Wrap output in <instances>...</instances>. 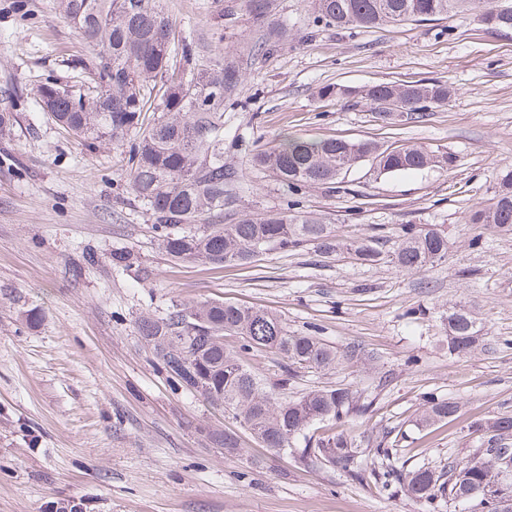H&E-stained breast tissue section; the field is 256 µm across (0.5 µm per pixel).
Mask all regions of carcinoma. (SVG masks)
I'll return each instance as SVG.
<instances>
[{
    "label": "carcinoma",
    "instance_id": "obj_1",
    "mask_svg": "<svg viewBox=\"0 0 512 512\" xmlns=\"http://www.w3.org/2000/svg\"><path fill=\"white\" fill-rule=\"evenodd\" d=\"M475 0H317L324 25L378 28L388 23L429 21L473 8ZM61 17L97 47L90 86L53 85L54 95L38 85L34 101L75 138L88 145L118 142L130 133L135 141L128 156L129 188L150 211L153 229L164 251L175 261L247 265L268 251H293L308 245L324 256L347 252L362 262L383 256L405 271H416L448 256V236L432 226L404 224L392 250L374 237L350 241L336 236L335 226L300 211L239 215L224 223V205L238 180L224 165V93L239 75L218 63L185 77L181 61L190 60L192 44L176 40L172 21L159 0H57ZM490 29H512V0L494 3L480 14ZM323 97H360L373 111L402 100L412 120L448 102V81L430 79L408 84L384 82L362 92L327 85ZM371 157L380 174L447 166L450 155L427 147L402 144L381 148L369 141L286 139L253 156V163L274 173L292 193L313 185H331L342 169ZM472 224H492L512 231V170L500 174L492 204L470 215ZM142 338L152 345L170 381L204 400L220 405L263 446L288 450L304 440L300 458L313 466H332L351 477L372 480L382 488L406 493L418 502L449 499L474 503L481 512H502L512 502V448L500 443L512 435V418L498 417L484 427L492 445L475 450L448 471L420 466L405 471L383 467L396 449L386 437L365 449L342 433L313 438L312 427L341 421L373 405L369 395L348 388H320L299 397H279L266 389L242 354L269 349L288 366L328 370L339 361L336 349L319 337L290 334L281 319L265 309L203 300L174 301L162 316L139 321ZM242 338L237 349L224 335ZM483 341L473 314L464 307L448 314V344L467 355ZM455 401L428 398L418 419L421 427L456 419ZM226 454L241 451L230 430L215 435Z\"/></svg>",
    "mask_w": 512,
    "mask_h": 512
}]
</instances>
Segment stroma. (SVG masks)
<instances>
[{
    "mask_svg": "<svg viewBox=\"0 0 512 512\" xmlns=\"http://www.w3.org/2000/svg\"><path fill=\"white\" fill-rule=\"evenodd\" d=\"M254 1L160 2L195 47L191 71L221 62L239 74L224 101V162L240 175L233 212L261 215L294 198L250 163L282 136L423 145L451 152L452 165L381 176L367 159L335 188L296 198L340 238L374 236L387 251L401 225H440L448 257L412 272L310 246L221 269L170 259L127 186L130 139L86 146L33 103L40 82L83 81L92 46L56 0H0V96L18 100L0 133V512H462L264 447L222 407L175 387L138 331L175 299L265 308L289 332L343 351L329 372L268 350L243 362L294 397L370 394L373 406L338 429L361 448L390 435L395 466L447 469L486 442L478 422L512 417V232L469 221L512 170V30L487 28L475 9L339 29L315 23V0H258L259 11ZM428 78L454 94L417 122L318 95L327 84ZM118 252L129 267L115 264ZM459 305L485 336L466 356L448 351ZM429 395L458 402L457 419L416 427ZM224 428L240 432L242 453L214 443Z\"/></svg>",
    "mask_w": 512,
    "mask_h": 512,
    "instance_id": "stroma-1",
    "label": "stroma"
}]
</instances>
